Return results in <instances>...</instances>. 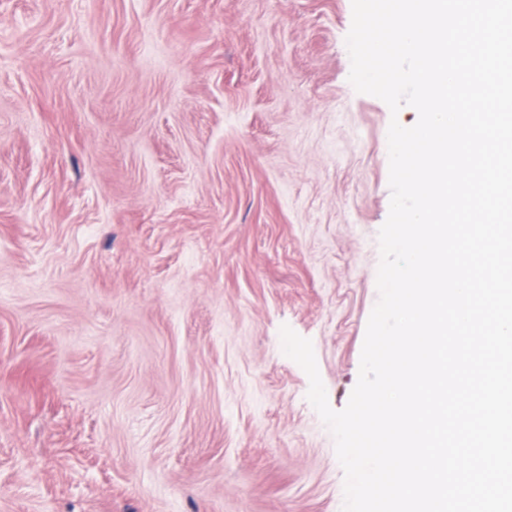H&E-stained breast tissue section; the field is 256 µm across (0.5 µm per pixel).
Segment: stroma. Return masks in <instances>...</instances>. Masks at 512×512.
Segmentation results:
<instances>
[{
	"label": "stroma",
	"instance_id": "obj_1",
	"mask_svg": "<svg viewBox=\"0 0 512 512\" xmlns=\"http://www.w3.org/2000/svg\"><path fill=\"white\" fill-rule=\"evenodd\" d=\"M351 0H0V512H342L390 209Z\"/></svg>",
	"mask_w": 512,
	"mask_h": 512
}]
</instances>
